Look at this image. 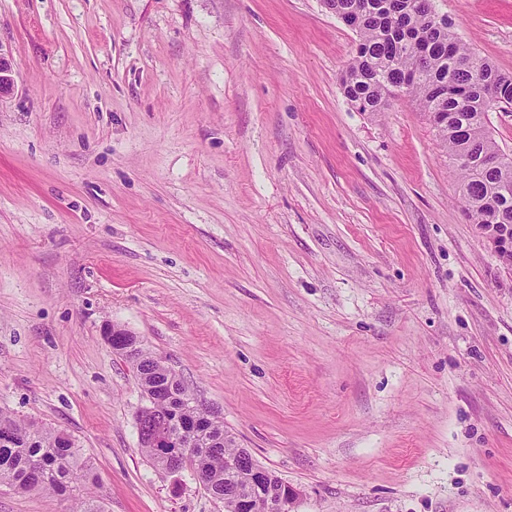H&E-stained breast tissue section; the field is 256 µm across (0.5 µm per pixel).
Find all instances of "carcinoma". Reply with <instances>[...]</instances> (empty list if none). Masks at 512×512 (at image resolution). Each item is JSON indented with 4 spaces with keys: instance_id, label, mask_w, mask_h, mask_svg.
<instances>
[{
    "instance_id": "obj_1",
    "label": "carcinoma",
    "mask_w": 512,
    "mask_h": 512,
    "mask_svg": "<svg viewBox=\"0 0 512 512\" xmlns=\"http://www.w3.org/2000/svg\"><path fill=\"white\" fill-rule=\"evenodd\" d=\"M331 11L349 7L359 35L356 56L340 78L346 99L359 112H384L390 99L404 93L429 119L458 175L467 216L483 234L493 226L512 228V157L501 166L482 170L483 159L500 154L488 125V112L512 106V75L483 60L470 63L473 49L450 28H442L422 9L420 0H324ZM140 386L167 380L168 366L144 349L132 360ZM178 400L149 408L142 452L157 469L190 471L224 512H236L228 491L243 487L246 474L231 467L241 452L224 423L201 403L182 381L174 384ZM208 434L180 436V426L205 418ZM182 437L186 448L177 456L153 447L150 437ZM17 493L47 492L73 504V512H105L97 493V477L89 459L71 435L0 411V486Z\"/></svg>"
}]
</instances>
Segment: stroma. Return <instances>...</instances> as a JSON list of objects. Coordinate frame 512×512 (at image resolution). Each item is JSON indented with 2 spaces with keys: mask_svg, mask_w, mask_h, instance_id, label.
Instances as JSON below:
<instances>
[{
  "mask_svg": "<svg viewBox=\"0 0 512 512\" xmlns=\"http://www.w3.org/2000/svg\"><path fill=\"white\" fill-rule=\"evenodd\" d=\"M435 9L512 73V0ZM358 42L322 0H0V410L70 434L106 512H224L146 459L108 325L292 512H512V270L411 97L345 99Z\"/></svg>",
  "mask_w": 512,
  "mask_h": 512,
  "instance_id": "1",
  "label": "stroma"
}]
</instances>
